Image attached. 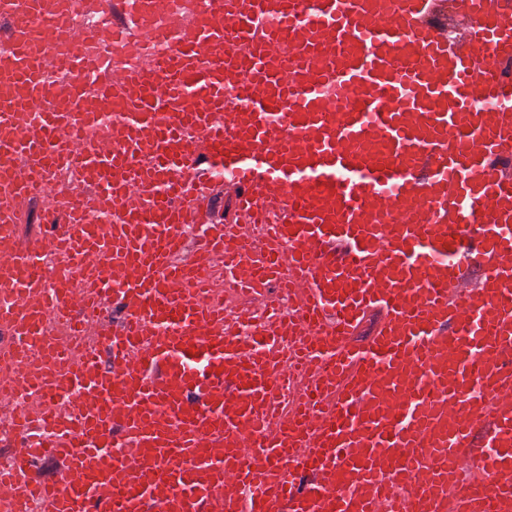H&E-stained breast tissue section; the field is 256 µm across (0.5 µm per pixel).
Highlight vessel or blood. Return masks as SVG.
<instances>
[{"mask_svg": "<svg viewBox=\"0 0 512 512\" xmlns=\"http://www.w3.org/2000/svg\"><path fill=\"white\" fill-rule=\"evenodd\" d=\"M54 2L0 0V394L70 408L15 512H512V0Z\"/></svg>", "mask_w": 512, "mask_h": 512, "instance_id": "1", "label": "vessel or blood"}]
</instances>
